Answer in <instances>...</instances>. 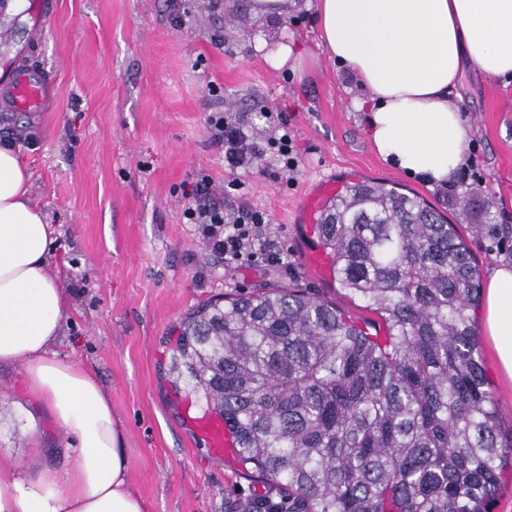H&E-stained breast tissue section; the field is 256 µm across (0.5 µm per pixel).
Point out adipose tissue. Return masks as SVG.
<instances>
[{
    "label": "adipose tissue",
    "mask_w": 512,
    "mask_h": 512,
    "mask_svg": "<svg viewBox=\"0 0 512 512\" xmlns=\"http://www.w3.org/2000/svg\"><path fill=\"white\" fill-rule=\"evenodd\" d=\"M329 58L361 89L352 107L384 161L429 184L465 165L467 131L450 105L464 65L512 80V0H307ZM54 227L32 201L30 174L0 144V365L22 367L55 423L75 438L62 467L28 479L0 455V512H145L129 484V455L96 376L53 350L66 296L47 262ZM482 327L512 382V265L485 286Z\"/></svg>",
    "instance_id": "adipose-tissue-1"
}]
</instances>
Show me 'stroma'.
I'll return each instance as SVG.
<instances>
[{"instance_id": "obj_1", "label": "stroma", "mask_w": 512, "mask_h": 512, "mask_svg": "<svg viewBox=\"0 0 512 512\" xmlns=\"http://www.w3.org/2000/svg\"><path fill=\"white\" fill-rule=\"evenodd\" d=\"M27 0H6L0 69L31 65L53 88L42 111L0 104V142L29 171L31 197L56 229L50 256L69 311L60 357L92 372L112 401L129 450V482L146 512H249L287 488L235 462L212 459L163 365L180 322L207 301L295 286L359 323L376 315L334 287L304 204L325 181L395 184L445 214L472 248L481 277L512 264V85L465 68L459 106L476 176L456 191L385 163L350 101L358 90L319 42L313 12L256 17L247 0H56L32 22ZM259 31L290 39L300 68L274 67L250 45ZM245 123L259 143L280 120L299 167L278 174L274 154L233 169L208 118ZM208 177L226 218L258 210L287 268L240 266L214 255L187 223L185 196ZM74 444L29 391L23 371L0 365V454L32 475Z\"/></svg>"}]
</instances>
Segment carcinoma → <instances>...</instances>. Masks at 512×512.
Segmentation results:
<instances>
[{"instance_id": "obj_1", "label": "carcinoma", "mask_w": 512, "mask_h": 512, "mask_svg": "<svg viewBox=\"0 0 512 512\" xmlns=\"http://www.w3.org/2000/svg\"><path fill=\"white\" fill-rule=\"evenodd\" d=\"M316 232L378 330L301 288L229 296L182 324L169 383L224 416L237 462L288 487V512H491L512 440L469 314L470 247L373 180L346 184Z\"/></svg>"}]
</instances>
